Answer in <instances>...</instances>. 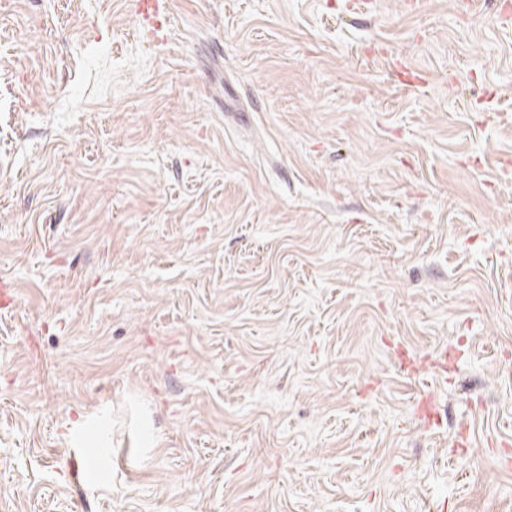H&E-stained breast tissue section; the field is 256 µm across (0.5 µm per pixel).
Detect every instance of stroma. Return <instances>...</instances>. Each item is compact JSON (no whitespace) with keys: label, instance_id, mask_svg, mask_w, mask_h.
<instances>
[{"label":"stroma","instance_id":"obj_1","mask_svg":"<svg viewBox=\"0 0 512 512\" xmlns=\"http://www.w3.org/2000/svg\"><path fill=\"white\" fill-rule=\"evenodd\" d=\"M458 3L0 0V512H512V11ZM135 11L141 23L154 33L156 19L164 12L166 2L163 0H134Z\"/></svg>","mask_w":512,"mask_h":512}]
</instances>
